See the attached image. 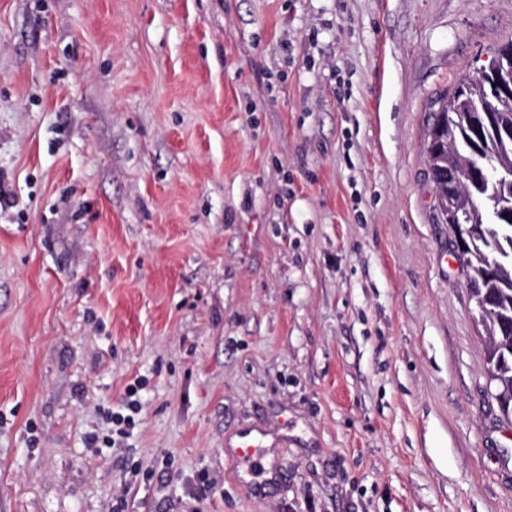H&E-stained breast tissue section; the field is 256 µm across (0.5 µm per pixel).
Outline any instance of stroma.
<instances>
[{
	"label": "stroma",
	"instance_id": "stroma-1",
	"mask_svg": "<svg viewBox=\"0 0 512 512\" xmlns=\"http://www.w3.org/2000/svg\"><path fill=\"white\" fill-rule=\"evenodd\" d=\"M509 39L512 0H0V512H512L426 154ZM106 419L109 424H112L111 435L98 436L90 434L86 438V443L89 448H97L101 453L102 448H121L120 446L125 443L134 427V418L131 414L124 415L122 412L107 411L103 409ZM116 436V437H115ZM101 443L102 446H98ZM236 448L238 466L250 476L258 474L264 448H268L265 435L253 430H242Z\"/></svg>",
	"mask_w": 512,
	"mask_h": 512
}]
</instances>
